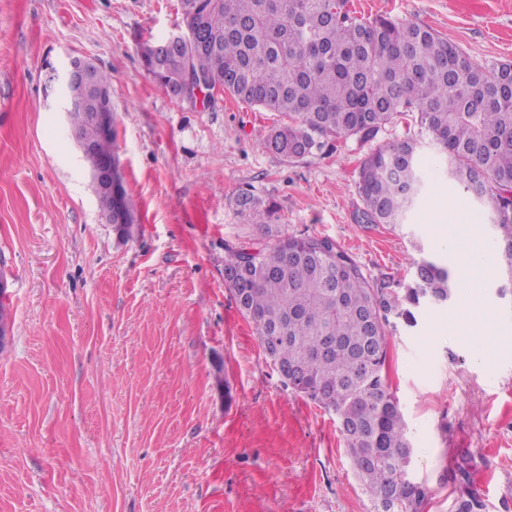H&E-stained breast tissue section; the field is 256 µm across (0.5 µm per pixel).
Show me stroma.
I'll return each mask as SVG.
<instances>
[{
	"label": "stroma",
	"instance_id": "obj_1",
	"mask_svg": "<svg viewBox=\"0 0 512 512\" xmlns=\"http://www.w3.org/2000/svg\"><path fill=\"white\" fill-rule=\"evenodd\" d=\"M358 16L431 26L485 65L512 61V0H352ZM180 0H0V270L11 336L0 351V512H373L334 413L285 386L224 285L225 244L258 230L233 199L274 203L287 234L337 241L379 278L420 257L487 266L408 326L391 319L388 377L425 512H455L440 476L457 448L483 512H512V297L480 205L415 123L286 161L275 113L227 94L182 102L145 69L143 43L182 24ZM112 76L115 152L138 215L105 224L47 64ZM415 136L423 189L396 230L366 223L361 160ZM464 233L459 252L442 237ZM477 300L479 350L460 333Z\"/></svg>",
	"mask_w": 512,
	"mask_h": 512
}]
</instances>
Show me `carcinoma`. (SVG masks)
Here are the masks:
<instances>
[{
	"label": "carcinoma",
	"mask_w": 512,
	"mask_h": 512,
	"mask_svg": "<svg viewBox=\"0 0 512 512\" xmlns=\"http://www.w3.org/2000/svg\"><path fill=\"white\" fill-rule=\"evenodd\" d=\"M184 28L163 51L141 47L164 86L183 64L210 87L277 114L264 140L285 160L351 137L370 139L413 115L442 149L448 175L490 217L503 248L498 264L512 288V63L487 69L430 26L390 17L359 18L347 0H181ZM85 108L69 123L95 146L93 165L115 156ZM422 189L413 137L379 146L362 162L358 190L367 223H403ZM235 206L261 238L224 245V285L256 329L261 348L288 386L333 412L374 512H424L426 484L409 474L412 447L387 375L389 318L413 324V309L442 305L454 274L432 258L407 283L367 276L335 240L284 235L276 207L249 191ZM334 345L323 353L326 338ZM445 483L469 482L459 449ZM464 490L456 512H482Z\"/></svg>",
	"instance_id": "carcinoma-1"
}]
</instances>
